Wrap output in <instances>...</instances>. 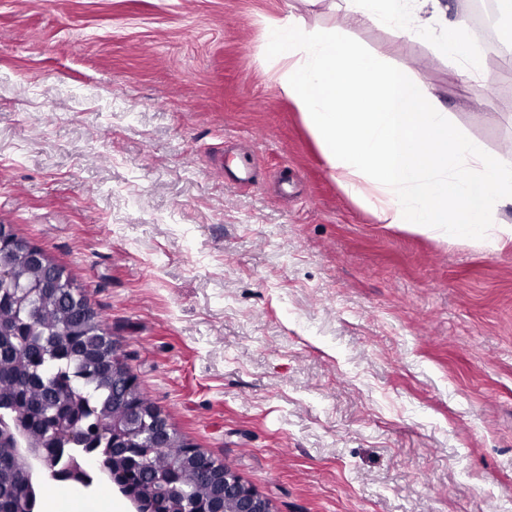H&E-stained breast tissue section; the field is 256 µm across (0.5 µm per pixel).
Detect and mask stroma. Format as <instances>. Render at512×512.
I'll return each instance as SVG.
<instances>
[{"label":"stroma","instance_id":"1","mask_svg":"<svg viewBox=\"0 0 512 512\" xmlns=\"http://www.w3.org/2000/svg\"><path fill=\"white\" fill-rule=\"evenodd\" d=\"M335 0H0V224L274 512H512V238L378 223L265 36ZM512 163V80L347 30ZM248 168L251 181L233 175Z\"/></svg>","mask_w":512,"mask_h":512}]
</instances>
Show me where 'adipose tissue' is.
<instances>
[{
	"mask_svg": "<svg viewBox=\"0 0 512 512\" xmlns=\"http://www.w3.org/2000/svg\"><path fill=\"white\" fill-rule=\"evenodd\" d=\"M345 24L367 21H396L404 35L421 34L431 29L433 16L441 10L440 0H341Z\"/></svg>",
	"mask_w": 512,
	"mask_h": 512,
	"instance_id": "ef3b65f1",
	"label": "adipose tissue"
}]
</instances>
